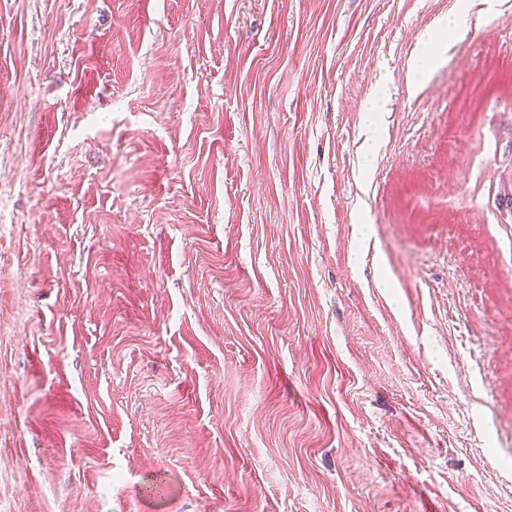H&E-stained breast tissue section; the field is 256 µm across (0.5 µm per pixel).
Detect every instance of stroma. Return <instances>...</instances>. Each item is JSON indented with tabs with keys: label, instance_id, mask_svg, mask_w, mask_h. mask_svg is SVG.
Masks as SVG:
<instances>
[{
	"label": "stroma",
	"instance_id": "1",
	"mask_svg": "<svg viewBox=\"0 0 512 512\" xmlns=\"http://www.w3.org/2000/svg\"><path fill=\"white\" fill-rule=\"evenodd\" d=\"M510 185L512 0H0V512H512Z\"/></svg>",
	"mask_w": 512,
	"mask_h": 512
}]
</instances>
